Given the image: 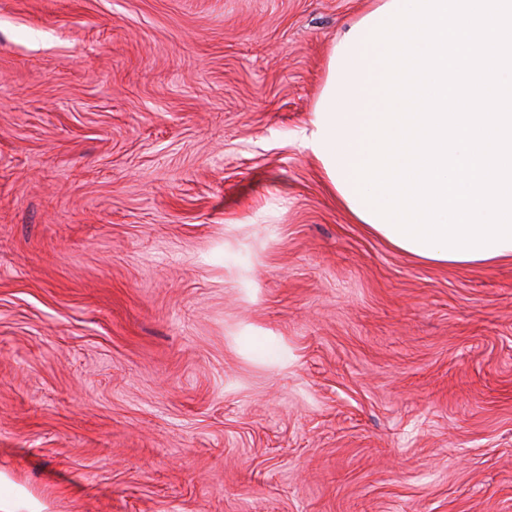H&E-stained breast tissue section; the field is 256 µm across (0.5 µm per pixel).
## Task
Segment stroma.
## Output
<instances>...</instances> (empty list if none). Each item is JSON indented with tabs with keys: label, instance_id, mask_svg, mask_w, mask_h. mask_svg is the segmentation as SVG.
Listing matches in <instances>:
<instances>
[{
	"label": "stroma",
	"instance_id": "stroma-1",
	"mask_svg": "<svg viewBox=\"0 0 512 512\" xmlns=\"http://www.w3.org/2000/svg\"><path fill=\"white\" fill-rule=\"evenodd\" d=\"M372 2L0 0V512H512V261L299 143Z\"/></svg>",
	"mask_w": 512,
	"mask_h": 512
}]
</instances>
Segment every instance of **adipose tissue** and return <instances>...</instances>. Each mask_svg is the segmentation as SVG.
<instances>
[{
    "mask_svg": "<svg viewBox=\"0 0 512 512\" xmlns=\"http://www.w3.org/2000/svg\"><path fill=\"white\" fill-rule=\"evenodd\" d=\"M367 34V28L355 22L338 35L329 55L322 92L301 131L303 147L318 163L337 205L343 209L352 204L346 195V179L352 173V164L360 160L362 111L370 103L371 90L380 85V65L362 56V40ZM373 106L379 112L384 109L380 102Z\"/></svg>",
    "mask_w": 512,
    "mask_h": 512,
    "instance_id": "adipose-tissue-1",
    "label": "adipose tissue"
}]
</instances>
